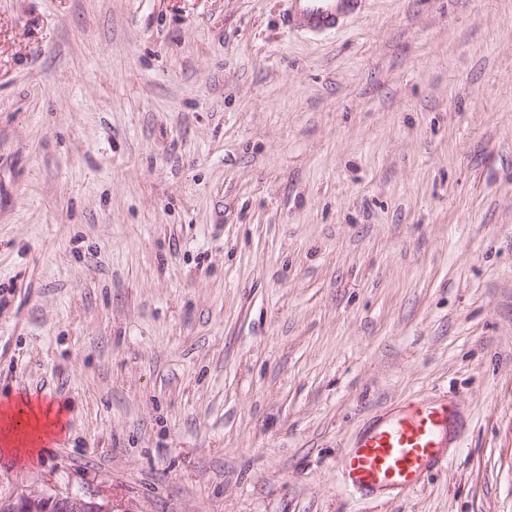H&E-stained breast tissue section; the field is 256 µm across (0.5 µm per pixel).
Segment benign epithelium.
I'll return each mask as SVG.
<instances>
[{
	"mask_svg": "<svg viewBox=\"0 0 512 512\" xmlns=\"http://www.w3.org/2000/svg\"><path fill=\"white\" fill-rule=\"evenodd\" d=\"M0 512H130L112 500L87 498L72 492L30 490L0 501Z\"/></svg>",
	"mask_w": 512,
	"mask_h": 512,
	"instance_id": "7a95c632",
	"label": "benign epithelium"
}]
</instances>
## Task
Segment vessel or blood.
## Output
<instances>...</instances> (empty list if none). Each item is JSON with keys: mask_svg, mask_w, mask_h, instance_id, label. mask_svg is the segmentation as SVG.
Returning a JSON list of instances; mask_svg holds the SVG:
<instances>
[{"mask_svg": "<svg viewBox=\"0 0 512 512\" xmlns=\"http://www.w3.org/2000/svg\"><path fill=\"white\" fill-rule=\"evenodd\" d=\"M365 0H288L287 28L321 35L335 31L363 8ZM453 421L448 404L414 408L369 426L341 462L345 484L364 495L383 490L406 494L440 467Z\"/></svg>", "mask_w": 512, "mask_h": 512, "instance_id": "b4317fda", "label": "vessel or blood"}]
</instances>
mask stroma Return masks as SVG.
I'll return each mask as SVG.
<instances>
[{
    "mask_svg": "<svg viewBox=\"0 0 512 512\" xmlns=\"http://www.w3.org/2000/svg\"><path fill=\"white\" fill-rule=\"evenodd\" d=\"M0 0V405L128 512H512V0ZM449 401L447 464L339 461ZM283 23L288 29L321 35L335 31L363 8L365 0H288ZM18 405H24L29 409V414L32 420L31 432L23 437H18L16 435L9 424L10 415L12 406H9L6 410L1 412L2 421L4 426L2 427V442L5 448H3L4 452L11 453L13 451L19 452L21 448L19 447H27L28 445L31 447H35V445L40 444L44 437L48 436L50 433H53V427L58 428L61 425V413L56 411L55 408L51 406L46 410L39 405H35L31 401L21 400L17 402ZM52 410L57 412L55 419H51L50 415ZM453 421L448 403L414 408L369 426L342 458L345 484L364 495L406 494L445 463L442 454Z\"/></svg>",
    "mask_w": 512,
    "mask_h": 512,
    "instance_id": "stroma-1",
    "label": "stroma"
}]
</instances>
